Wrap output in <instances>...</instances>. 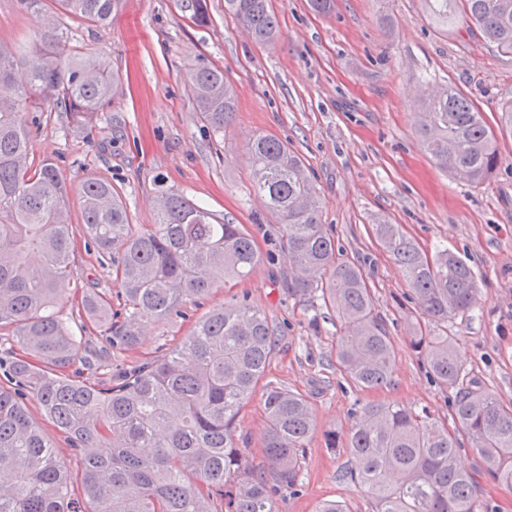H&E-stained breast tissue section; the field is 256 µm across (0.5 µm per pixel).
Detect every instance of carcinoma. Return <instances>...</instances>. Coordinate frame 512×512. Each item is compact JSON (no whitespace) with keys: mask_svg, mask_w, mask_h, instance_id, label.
Masks as SVG:
<instances>
[{"mask_svg":"<svg viewBox=\"0 0 512 512\" xmlns=\"http://www.w3.org/2000/svg\"><path fill=\"white\" fill-rule=\"evenodd\" d=\"M62 10L100 26L112 24L125 0H58ZM430 20L462 24L503 54H512V0H425ZM224 10L254 42L272 43L279 22L272 0H224ZM27 81L16 83L18 68ZM122 79L103 58L72 55L57 20L44 19L35 47L21 55L0 43V326L33 359L0 355V512H278L277 495L296 487L305 441L314 430L308 400L266 385L263 442L267 469L249 462L235 440L238 416L276 351V329L247 296L212 308L169 352L112 367V351L138 348L145 326L184 317L228 280H245L263 252L242 224H230L179 193L162 195L157 222H129L121 190L87 178L80 189L88 247L112 264L121 308L95 288L78 317L100 333L96 350L69 334L55 307L78 279L73 256L70 189L56 166L32 154L29 108L64 106L73 125L88 126L111 104ZM189 90L202 120L224 131L236 107L224 70L197 65ZM497 131L461 92L445 87L423 98L418 132L441 170L471 184L499 164L498 136H512V101ZM246 149L253 187L280 220L290 261L291 294L321 293L343 333L336 363L362 390L391 383L395 354L375 315L362 269L339 258L320 222L321 200L303 160L278 139L251 136ZM402 271L423 314L446 322L469 311L474 270L448 249L428 255L398 224L373 225ZM39 252L32 264L28 256ZM412 345L439 384L455 389L453 414L490 479L512 485V411L469 377L453 342L421 322ZM103 376L76 380L66 369L79 351ZM66 435L81 458V493L33 421L30 403ZM375 512H489L480 505L478 474L456 462L455 438L394 404H366L347 433Z\"/></svg>","mask_w":512,"mask_h":512,"instance_id":"1","label":"carcinoma"}]
</instances>
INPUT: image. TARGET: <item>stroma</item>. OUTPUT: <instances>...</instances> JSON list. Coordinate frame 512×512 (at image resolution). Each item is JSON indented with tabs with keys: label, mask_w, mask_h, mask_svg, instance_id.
Returning <instances> with one entry per match:
<instances>
[{
	"label": "stroma",
	"mask_w": 512,
	"mask_h": 512,
	"mask_svg": "<svg viewBox=\"0 0 512 512\" xmlns=\"http://www.w3.org/2000/svg\"><path fill=\"white\" fill-rule=\"evenodd\" d=\"M207 4L209 20L200 25L178 0H126L119 19L102 28L46 0L42 14L58 19L71 51L108 58L124 79L121 93L86 129L74 128L68 113L54 107L37 113L32 128L34 160L51 159L73 189L78 279L59 305L60 317L73 335L96 336L77 316L84 287L119 290L110 262L85 249L78 194L84 180H111L123 192L131 223L145 226L156 221L160 193L177 192L244 225L269 254L210 303L244 293L266 312L278 329L266 378L313 408L316 429L305 443L299 487L282 489L279 512H317L327 501L346 512H373L366 488L345 477L356 459L326 442L327 431L346 434L367 403L429 416L457 436L460 465L480 471L482 461L453 418V389L431 378L410 342L407 325L421 317L417 299L372 227L401 225L426 252L449 248L475 270L470 311L434 329L448 332L465 370L512 410V136L499 139L500 164L488 181L456 180L421 145L414 94L419 86L454 87L496 125L501 106L512 100V56L466 28L441 31L423 0H336L327 15L316 14L309 0H273L280 35L266 46L225 12L224 0ZM41 16L19 10L16 0H0V43L31 50ZM201 63L222 68L235 91L236 111L220 137L188 90V76ZM254 134L278 138L301 157L321 199V223L344 258L362 266L395 349L390 385L353 387L336 366V313L319 297L289 293L278 220L252 186L245 144ZM201 315L192 307L186 319L147 327L140 348L113 353V363L161 354ZM239 420L247 458L265 466L261 394L244 405Z\"/></svg>",
	"instance_id": "35a3bbf8"
}]
</instances>
